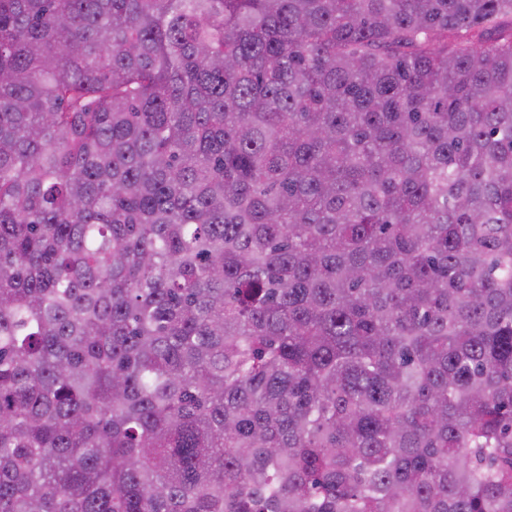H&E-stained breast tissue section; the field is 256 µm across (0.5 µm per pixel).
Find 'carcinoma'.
<instances>
[{"label": "carcinoma", "mask_w": 512, "mask_h": 512, "mask_svg": "<svg viewBox=\"0 0 512 512\" xmlns=\"http://www.w3.org/2000/svg\"><path fill=\"white\" fill-rule=\"evenodd\" d=\"M0 512H512V0H0Z\"/></svg>", "instance_id": "obj_1"}]
</instances>
